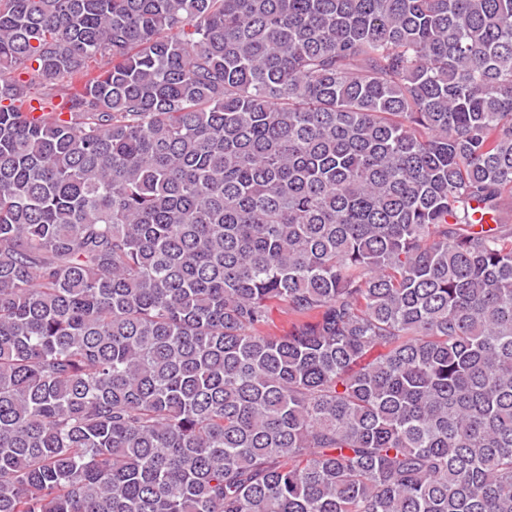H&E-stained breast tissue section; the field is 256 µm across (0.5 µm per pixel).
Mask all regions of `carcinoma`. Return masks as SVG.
<instances>
[{
  "mask_svg": "<svg viewBox=\"0 0 512 512\" xmlns=\"http://www.w3.org/2000/svg\"><path fill=\"white\" fill-rule=\"evenodd\" d=\"M0 512H512V0H0Z\"/></svg>",
  "mask_w": 512,
  "mask_h": 512,
  "instance_id": "1",
  "label": "carcinoma"
}]
</instances>
